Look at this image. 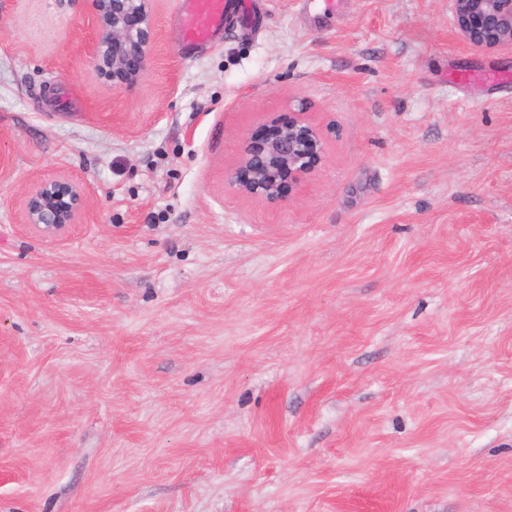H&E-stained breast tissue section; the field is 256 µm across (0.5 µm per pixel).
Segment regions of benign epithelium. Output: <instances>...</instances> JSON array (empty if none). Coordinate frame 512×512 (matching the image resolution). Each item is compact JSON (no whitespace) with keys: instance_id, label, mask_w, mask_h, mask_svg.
<instances>
[{"instance_id":"benign-epithelium-1","label":"benign epithelium","mask_w":512,"mask_h":512,"mask_svg":"<svg viewBox=\"0 0 512 512\" xmlns=\"http://www.w3.org/2000/svg\"><path fill=\"white\" fill-rule=\"evenodd\" d=\"M95 21L84 52L94 70L112 81L135 85L155 41L150 0H88ZM460 37L480 50L512 48V0H451ZM322 133L303 116L286 123L272 120L260 138L244 140L230 184L240 194L275 204L284 184L300 183L320 164ZM81 190L57 180H40L24 201L25 223L54 234L76 222Z\"/></svg>"}]
</instances>
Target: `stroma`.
<instances>
[{
	"mask_svg": "<svg viewBox=\"0 0 512 512\" xmlns=\"http://www.w3.org/2000/svg\"><path fill=\"white\" fill-rule=\"evenodd\" d=\"M134 86L0 0V512H512V50L450 0H257ZM324 157L229 183L296 113ZM77 224H25L40 180ZM288 123L271 120L260 138H245L230 184L240 194L275 204L282 201L284 184L301 183L320 164L325 144L322 133L303 116ZM83 206L81 190L57 180H40L24 201L25 224L54 234L75 224Z\"/></svg>",
	"mask_w": 512,
	"mask_h": 512,
	"instance_id": "stroma-1",
	"label": "stroma"
}]
</instances>
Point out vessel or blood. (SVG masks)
Returning <instances> with one entry per match:
<instances>
[{
    "mask_svg": "<svg viewBox=\"0 0 512 512\" xmlns=\"http://www.w3.org/2000/svg\"><path fill=\"white\" fill-rule=\"evenodd\" d=\"M231 16L241 25L254 21L253 10L245 8L241 0H181L180 37L183 47L192 50L219 38Z\"/></svg>",
    "mask_w": 512,
    "mask_h": 512,
    "instance_id": "1",
    "label": "vessel or blood"
}]
</instances>
